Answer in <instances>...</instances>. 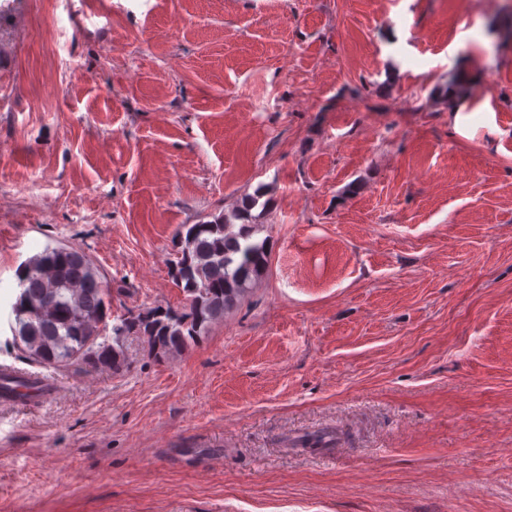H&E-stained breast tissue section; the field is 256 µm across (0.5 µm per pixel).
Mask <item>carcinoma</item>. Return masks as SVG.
Here are the masks:
<instances>
[{
	"instance_id": "cac0c4a2",
	"label": "carcinoma",
	"mask_w": 512,
	"mask_h": 512,
	"mask_svg": "<svg viewBox=\"0 0 512 512\" xmlns=\"http://www.w3.org/2000/svg\"><path fill=\"white\" fill-rule=\"evenodd\" d=\"M262 189L245 196L232 212L209 221L183 224L172 265L175 285L189 296L182 310L155 306L129 310L102 337L108 289L97 267L82 252L47 247L24 261L11 304L13 343L28 361L49 368L78 365L87 371L114 372L126 364L124 339L144 336L155 354L185 349L224 316L262 277L270 263L269 240L252 211Z\"/></svg>"
}]
</instances>
